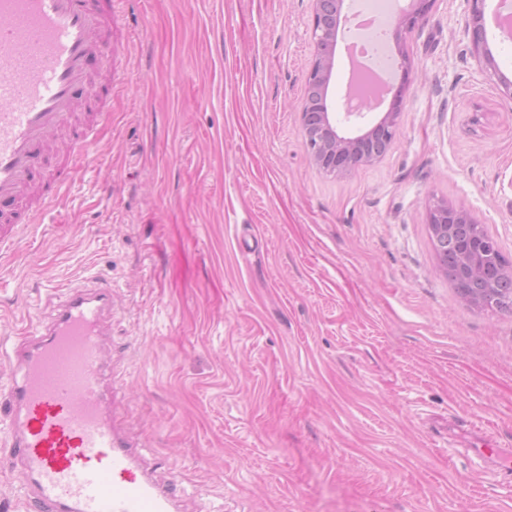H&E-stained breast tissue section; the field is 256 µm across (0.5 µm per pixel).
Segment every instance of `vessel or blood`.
<instances>
[{
    "mask_svg": "<svg viewBox=\"0 0 512 512\" xmlns=\"http://www.w3.org/2000/svg\"><path fill=\"white\" fill-rule=\"evenodd\" d=\"M112 54V0H0V213L37 224L68 184L56 176L31 203L50 136L70 124L82 93ZM111 116L99 107L79 130L88 154ZM112 288L95 281L62 293L54 315L20 340H0L11 368L0 421L6 462L37 512H178L116 426L103 379Z\"/></svg>",
    "mask_w": 512,
    "mask_h": 512,
    "instance_id": "obj_1",
    "label": "vessel or blood"
}]
</instances>
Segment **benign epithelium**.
Wrapping results in <instances>:
<instances>
[{"mask_svg":"<svg viewBox=\"0 0 512 512\" xmlns=\"http://www.w3.org/2000/svg\"><path fill=\"white\" fill-rule=\"evenodd\" d=\"M312 36L315 51L306 76V96L301 122L313 164L334 177L349 174L356 166L370 163L393 144L399 133L398 118L403 93L408 83L410 65H401V82L390 109L367 129L357 126L372 109L373 100L347 96L344 122L355 127L343 129L336 124L328 98L335 61L336 36L341 22L342 0H312ZM412 11L397 16L396 32H412L419 21L432 9L436 0H413ZM465 3L464 35L481 55L482 65L495 67L494 59L485 48L484 13L486 0H463ZM431 228L439 236L453 235L458 226L467 229L464 249L459 253L454 286L464 302L479 309L489 302L495 282L484 279V271L498 264L499 248L485 232L483 225L470 214L446 202H438L430 210Z\"/></svg>","mask_w":512,"mask_h":512,"instance_id":"7a95c632","label":"benign epithelium"}]
</instances>
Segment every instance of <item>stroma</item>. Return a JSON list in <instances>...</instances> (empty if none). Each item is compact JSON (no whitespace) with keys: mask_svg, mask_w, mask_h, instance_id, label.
Segmentation results:
<instances>
[{"mask_svg":"<svg viewBox=\"0 0 512 512\" xmlns=\"http://www.w3.org/2000/svg\"><path fill=\"white\" fill-rule=\"evenodd\" d=\"M495 66L436 0L400 135L342 178L299 108L311 0H112V118L42 224L0 252V337L58 286L112 287L111 399L181 512H512V313L463 304L429 211L465 208L512 260V36Z\"/></svg>","mask_w":512,"mask_h":512,"instance_id":"1","label":"stroma"}]
</instances>
